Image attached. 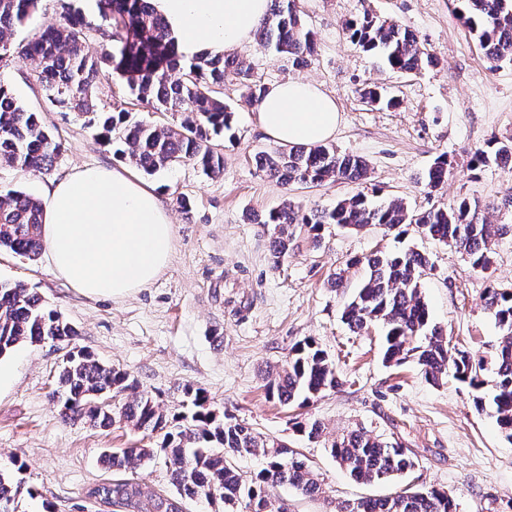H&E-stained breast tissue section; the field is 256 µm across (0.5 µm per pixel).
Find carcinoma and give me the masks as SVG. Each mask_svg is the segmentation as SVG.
Wrapping results in <instances>:
<instances>
[{
  "instance_id": "obj_1",
  "label": "carcinoma",
  "mask_w": 512,
  "mask_h": 512,
  "mask_svg": "<svg viewBox=\"0 0 512 512\" xmlns=\"http://www.w3.org/2000/svg\"><path fill=\"white\" fill-rule=\"evenodd\" d=\"M42 0H0V64L10 56L35 63V73L45 107L63 115L85 119L88 127L115 154L147 176L175 164L191 163L213 177L224 168V154L215 140L232 127L236 109L224 102V86L241 91L240 102L258 104L267 83L256 66L238 55L187 57L179 52L175 37L150 0H98V18H87L73 0H60L55 22L37 36L15 42L17 28L31 22ZM463 24L476 36L491 66L512 62V0H457ZM350 41L377 57L381 67L411 74L438 64L436 55L422 46L415 34L396 22L365 14L344 23ZM259 44L275 58H286L298 67L314 52L313 33L299 16L296 0H272L269 12L255 33ZM111 43L92 55L95 38ZM123 81L130 95L148 111L171 120L134 119L122 106L103 102L98 95L103 81ZM369 104L386 108L398 105L384 88L373 84L361 90ZM62 144L53 131L0 83V166L51 173ZM256 166L283 186L318 187L328 181H361L369 165L329 143L311 147H272L255 156ZM494 163L512 173V140H489L472 155L469 170ZM448 180V160L438 156L425 174L429 189ZM43 206L40 199L22 191L0 193V249L23 257L37 256L43 246ZM274 225L271 241L273 263L293 251V229H307L313 245L320 244L325 224L357 230L378 225L396 235L413 224L435 240L453 245L475 269L487 271L493 263V242L512 234V224H493L476 201L462 198L449 208L409 210L402 201L371 202L357 194L340 199L330 208L309 209L288 201L259 219ZM365 264L367 278L345 305L342 319L353 331L371 323L386 329L383 359L399 364L411 357L425 378L435 384L448 370L473 389L480 411L491 408L505 438L512 442V289L491 287L484 297L501 330L494 351V391L482 392L484 363L465 350H451L442 329L431 322L422 292V276L429 264L411 249L375 252L346 263L335 276L343 283L346 269ZM76 335L75 328L37 293L20 283L0 282V358L22 344L47 340L63 342ZM342 386L336 364L316 341L307 339L291 350L287 365L266 384L267 395L282 406L303 407ZM194 411L191 416L169 415L136 380L95 360L83 351L66 354L57 378L54 398L61 415H78L93 428L106 429L123 421L132 429L163 435L158 448H109L100 462L117 477L102 481L89 496L108 512H184L182 501L220 500L233 512H268L269 489L289 485L301 495L323 494L311 466L295 452L255 432L234 417L216 415L198 389L185 388ZM299 435L310 441L322 437L318 421H298ZM338 466L357 483H391L393 492L345 500L336 512H457L447 491L435 487L401 484L418 463L408 449L352 430L334 438L329 448ZM168 461L171 483L178 497L151 490L137 476L125 475L156 456ZM260 456L265 465L244 473L233 457ZM20 482L0 472V512H15Z\"/></svg>"
}]
</instances>
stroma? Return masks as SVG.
Instances as JSON below:
<instances>
[{
	"mask_svg": "<svg viewBox=\"0 0 512 512\" xmlns=\"http://www.w3.org/2000/svg\"><path fill=\"white\" fill-rule=\"evenodd\" d=\"M298 6L316 36L306 66L272 58L254 41L238 53L257 65L267 83L307 80L330 95L340 112L333 143L367 159V179L288 189L259 171L254 155L273 142L255 110L237 109L239 90L228 85L224 100L237 112L232 135L220 140L223 172L209 178L182 165L146 179L173 224L169 262L150 284L120 298H89L52 272L47 252L29 260L0 251V281L25 284L77 331L71 341L23 345L0 359V470L24 467L17 512H103L87 496L110 476L99 463L102 452L161 443L122 422L100 430L61 417L52 392L74 348L128 373L167 414L186 413L183 389L189 385L207 395L216 414L244 421L301 453L325 493L309 498L290 488L270 489L271 505H287L288 512H336L338 502L388 491L351 481L323 442L296 435L298 419L319 421L329 437L359 428L408 448L418 461L410 483L447 490L459 512H512V442L489 412L476 410L469 385L452 374L432 384L412 359L384 363L381 326L354 333L341 318L364 268H348L343 287L331 282L352 258L403 248L421 252L429 260L423 294L433 323L449 346L488 362L501 330L483 297L492 283L512 288V237L496 241L493 265L483 272L412 224L398 236L375 225L348 230L328 224L317 246L298 227L293 253L276 266L272 225L252 221L288 196L322 208L362 194L399 198L413 210L469 198L488 205L490 222L512 224V210L501 205L512 194V173L492 163L475 176L467 169L489 139L512 140V62L490 66L457 17L454 0H298ZM366 13L414 31L438 66L415 74L381 70L343 28L345 19ZM0 80L27 106L40 107L30 60L11 57ZM371 82L396 95L399 107L363 102L359 91ZM43 120L64 146L51 175L2 167L0 191L40 198L51 180L77 167L117 165L112 147L83 120L56 112L44 113ZM441 155L452 169L444 188L432 191L423 175ZM183 196L191 200L192 214L182 213L177 200ZM307 338L334 358L345 384L305 407L280 406L266 393L268 377Z\"/></svg>",
	"mask_w": 512,
	"mask_h": 512,
	"instance_id": "1",
	"label": "stroma"
}]
</instances>
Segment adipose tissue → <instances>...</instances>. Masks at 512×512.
Segmentation results:
<instances>
[{
  "instance_id": "obj_1",
  "label": "adipose tissue",
  "mask_w": 512,
  "mask_h": 512,
  "mask_svg": "<svg viewBox=\"0 0 512 512\" xmlns=\"http://www.w3.org/2000/svg\"><path fill=\"white\" fill-rule=\"evenodd\" d=\"M186 56L228 54L250 41L270 0H154ZM265 134L281 146L334 137L335 100L296 80L269 86L257 106ZM173 225L154 188L127 168L86 165L44 196L42 240L53 271L89 297H116L149 284L167 264Z\"/></svg>"
}]
</instances>
